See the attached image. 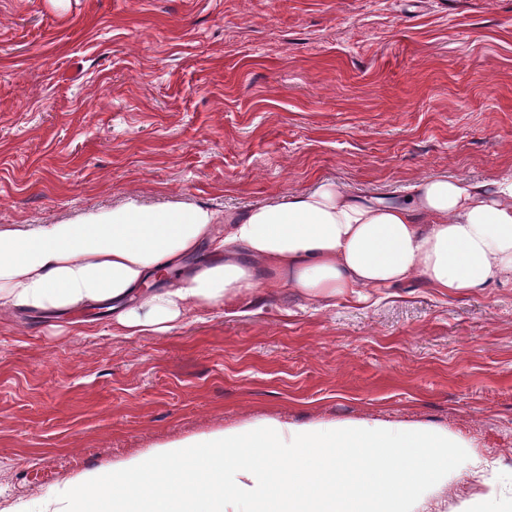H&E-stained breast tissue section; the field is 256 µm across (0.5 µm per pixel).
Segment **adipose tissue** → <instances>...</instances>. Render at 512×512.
Listing matches in <instances>:
<instances>
[{"instance_id":"obj_1","label":"adipose tissue","mask_w":512,"mask_h":512,"mask_svg":"<svg viewBox=\"0 0 512 512\" xmlns=\"http://www.w3.org/2000/svg\"><path fill=\"white\" fill-rule=\"evenodd\" d=\"M203 248L217 263L188 271ZM414 276L449 294L512 279V177L490 187L428 178L399 203L361 202L324 181L222 220L197 204L131 201L0 226V313L101 310L129 336L169 333L263 282L327 301Z\"/></svg>"}]
</instances>
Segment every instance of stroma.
<instances>
[{
    "instance_id": "1",
    "label": "stroma",
    "mask_w": 512,
    "mask_h": 512,
    "mask_svg": "<svg viewBox=\"0 0 512 512\" xmlns=\"http://www.w3.org/2000/svg\"><path fill=\"white\" fill-rule=\"evenodd\" d=\"M510 173L512 0H0V225ZM267 418L448 431L470 460L427 512H512V283L263 284L164 336L0 317V512Z\"/></svg>"
}]
</instances>
